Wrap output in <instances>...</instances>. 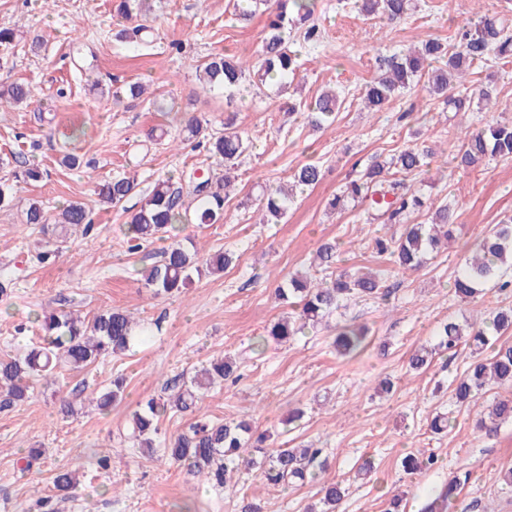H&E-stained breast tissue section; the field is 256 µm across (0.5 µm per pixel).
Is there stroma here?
I'll list each match as a JSON object with an SVG mask.
<instances>
[{"mask_svg":"<svg viewBox=\"0 0 512 512\" xmlns=\"http://www.w3.org/2000/svg\"><path fill=\"white\" fill-rule=\"evenodd\" d=\"M115 5L0 0V28L16 33L12 45L0 46V85L25 84L35 99L30 106L0 108V182L23 163L45 172L0 207V280L11 282L10 292L0 294V354L37 344L33 316L46 310L89 318L121 309L134 317L136 331L151 335L122 355L36 383L26 401L0 411V512H307L318 504L324 481L345 487V512H384L397 490L405 512H420L448 475L466 470L471 478L449 512L466 504L512 512V491L493 479L512 467V422L486 437L475 426V409L453 398L469 348L437 349L422 373L408 367L415 349L435 344L441 322L468 320L476 309L512 308V292L487 289L463 302L452 289L455 270L478 239L512 216V158L485 160L466 171L451 164L461 128L512 121V57L469 69L453 83L452 93L465 101L456 114L420 85L401 92L387 110L359 107L365 86L381 74V58L431 38L455 44L459 28L484 16L512 26V0H413L399 23L370 19L341 0H314L312 21L321 37L297 42L299 68L291 85L271 84L260 94L246 86L230 101L221 90L202 91L192 63L224 52L257 59L267 15L257 14L243 27L231 19L230 0H148L155 42L137 49L121 38L127 22ZM135 82L146 85L143 96L130 95ZM485 86L497 109H481L477 91ZM329 89L339 92L342 105L335 123L317 130L304 111ZM230 112L254 145L238 165L223 223L190 224L185 234L200 255L226 250L233 263L224 273L194 277L183 294L152 295L141 284V271L161 261L165 244L131 249L126 222L157 178L223 174L204 145L176 137L191 117L214 131ZM156 126L169 131L171 142H147ZM422 146L435 151L432 163L442 177L420 173L409 181L449 206L454 229L446 249L430 255L419 271L404 273L374 245L377 235H399V225L370 224L363 207L334 211L328 202L373 163ZM68 153L78 156L77 168L62 165ZM308 163L322 167V181L299 197L281 223H260L263 189L286 182ZM131 172L138 175L139 194L103 209L97 185ZM32 199L50 218L67 202H81L94 228L85 237L67 233L59 257L41 261L39 228L25 222ZM325 240L339 246L338 269L377 270L388 299L349 305L305 335L253 351V337L288 312L275 295L277 286L307 267ZM349 323L369 326L372 341L358 355L342 357L332 342ZM223 356L236 360L239 377L209 391L202 403L209 420L247 421L268 433L270 449H321L325 469L318 480L283 489L243 472L217 488L182 465L128 447L127 425L140 401ZM117 373L127 378V397L100 411L91 400ZM386 377L394 383L392 393L377 392ZM67 401L75 415L62 414ZM297 408L304 417L289 422ZM438 413L451 418L448 432L430 431ZM29 448L43 455L25 470L20 459ZM106 453L110 465L99 468ZM407 455H431L436 463L407 473L401 467ZM367 460L373 470L360 474ZM66 469L77 470L78 484L63 499L53 480Z\"/></svg>","mask_w":512,"mask_h":512,"instance_id":"1","label":"stroma"}]
</instances>
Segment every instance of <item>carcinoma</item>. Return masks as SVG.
I'll use <instances>...</instances> for the list:
<instances>
[{"label":"carcinoma","instance_id":"obj_1","mask_svg":"<svg viewBox=\"0 0 512 512\" xmlns=\"http://www.w3.org/2000/svg\"><path fill=\"white\" fill-rule=\"evenodd\" d=\"M266 6L269 21L261 50V58L253 70V86L261 88L271 81L286 80L295 75L296 55L289 48L292 34L301 29L311 18L313 0H234L233 15L239 22H247L256 14L258 4ZM411 0H356L354 7L368 16L388 21L402 20L410 10ZM117 12L131 24V43L139 47L148 43L153 26L145 19L133 16L128 0H119ZM508 25L493 19H484L474 27L459 31L458 45L445 46L436 39H429L418 51L392 55L381 59L386 70L373 83L366 86L362 97L364 107L379 111L390 104L400 92L413 86L422 77L425 64L439 63L428 75L429 91L442 99L445 107L459 109L464 99L448 93L454 77L475 63H483L489 54L501 58L512 56V37ZM249 66L239 59L217 54L195 65L199 86L203 90L222 88L233 96L246 77ZM4 103H33L29 89L21 84L0 88V105ZM342 100L335 93H325L311 105L310 124L320 129L336 120V111ZM188 137L204 135L208 152L224 163V175L215 179L205 178L195 183L193 199L185 203L183 191L176 186L174 177L159 178L144 197L140 208L131 215L126 234L140 246L155 239H170L162 263L141 271L143 287L154 295L179 293L191 283L193 275L222 273L232 263L226 251H217L207 258H199L178 240L187 224H214L224 217V200L231 186L230 171L238 166V159L249 147V135L226 118L218 132L204 133L196 122L186 125ZM434 152L429 149L409 148L400 152L389 163H376L364 174L360 182L353 181L329 202L333 209L345 207L348 201L366 202L371 209L368 220L383 224H399L402 231L397 237L375 239L378 252L388 253L402 271L422 267L428 254L434 251L451 234L448 205L426 202L406 179L395 174L410 175L429 167ZM512 158V123L495 122L477 129L464 131L462 144L455 156L457 167L465 170L486 157ZM396 169V173L389 169ZM43 171L37 166L24 165L13 171V183H0V206L9 204L17 189L40 181ZM294 186L304 189L318 184L322 170L317 165H305L291 175ZM137 179L118 176L98 185L100 202L117 207L136 193ZM294 202V195L279 189L270 192L261 204V224L279 223ZM435 208L432 223L407 224V214L426 206ZM56 222L62 227H79L82 234L93 230L89 213L79 202H72L61 210ZM26 223L48 231L47 217L42 204L32 200L26 209ZM478 255L462 262L454 276L455 294L463 301L476 297L489 283L501 291L512 288V218L492 225L476 244ZM336 263V245L322 242L315 252L313 264L326 270ZM280 298L295 300V315L273 323L265 335L256 338L253 348L259 349L267 340L288 342L303 333L309 324H318L347 302L359 298H376L381 294V280L373 272L351 273L343 271L330 279H317L308 273L292 276L286 285L277 288ZM40 342L22 353L0 357V409L11 407L28 398L35 381L55 379L58 369L83 368L99 359L122 354L134 340L131 316L120 309H111L91 319L68 313H43L40 316ZM512 331V309L496 312L485 319L478 312L462 326L444 322L437 335L439 347L450 351L461 344L468 345L475 353L463 375L453 389L455 402L461 406L474 401L476 394L494 388L505 389L488 402L480 415L478 428L487 436L498 432L501 425L512 421V346H499L489 359L480 357L490 337ZM368 329L364 325L345 326L333 341V347L346 355L363 348ZM237 372L236 363L220 360L211 367L194 373L177 392L166 397H152L139 404L132 413L127 439L136 448L155 447L159 424L171 412L196 413L204 400L205 392L214 384L232 377ZM125 379L118 375L111 387L96 398L97 406L106 411L123 399ZM250 425L239 423H213L198 421L187 434L164 443L163 455L174 463H186L193 476L222 487L230 473L229 465L237 463L254 470L257 475L275 486L303 483L316 478L310 470L319 458L320 448H278L260 457L249 453L251 448H263L265 438L251 439ZM469 472L456 474L431 495L424 512H445L448 505L458 498L461 487L468 481ZM321 512H339L345 497V488L338 482H327L320 487Z\"/></svg>","mask_w":512,"mask_h":512}]
</instances>
